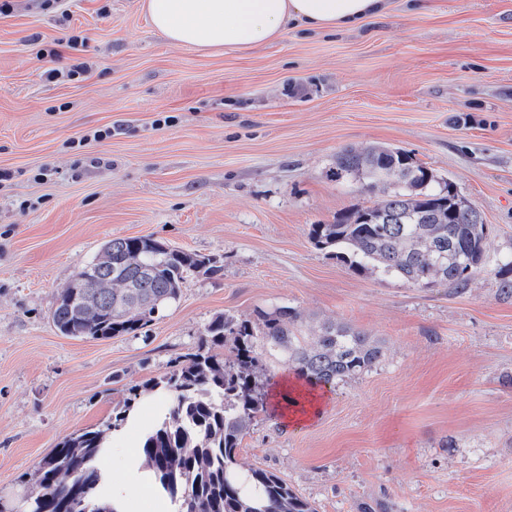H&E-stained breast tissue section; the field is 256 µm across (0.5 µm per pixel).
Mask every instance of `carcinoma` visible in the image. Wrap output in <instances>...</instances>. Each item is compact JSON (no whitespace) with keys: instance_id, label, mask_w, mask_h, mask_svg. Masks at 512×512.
<instances>
[{"instance_id":"cac0c4a2","label":"carcinoma","mask_w":512,"mask_h":512,"mask_svg":"<svg viewBox=\"0 0 512 512\" xmlns=\"http://www.w3.org/2000/svg\"><path fill=\"white\" fill-rule=\"evenodd\" d=\"M333 176L354 178L383 203L313 224L320 250L347 257L360 273L395 276L417 288L463 289L488 266L489 225L453 180L401 148L346 149ZM218 261L150 237L116 238L83 264L63 288L52 320L64 336L107 339L137 334L177 300L191 273L215 275ZM500 294L512 298V260L494 268ZM301 313L290 306L256 310L250 317L213 319L197 352L173 369L129 389L112 421L70 434L41 460L29 479L28 512H116L105 497L108 477L97 465L108 435L123 427L142 397L168 401L161 421L143 440L142 468L174 512H315L276 473L244 468L240 447L264 407L262 356L285 359L308 385L324 387L373 368L383 350L366 333L328 322L301 335ZM229 348V356L217 352Z\"/></svg>"}]
</instances>
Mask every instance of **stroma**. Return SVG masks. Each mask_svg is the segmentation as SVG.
Instances as JSON below:
<instances>
[{
  "label": "stroma",
  "mask_w": 512,
  "mask_h": 512,
  "mask_svg": "<svg viewBox=\"0 0 512 512\" xmlns=\"http://www.w3.org/2000/svg\"><path fill=\"white\" fill-rule=\"evenodd\" d=\"M67 7L92 66L79 82L43 75L41 51L66 34L53 11L0 14V499L195 352L215 317L287 305L303 335L344 324L384 356L323 387L306 424L266 403L244 465L317 512H512V299L493 271L459 293L415 288L309 238L384 199L336 180L337 153L387 145L452 179L492 228L490 261L512 259V0H386L353 27L291 24L228 54L170 45L142 0ZM135 236L223 269L188 276L144 333L61 335L58 292L104 242Z\"/></svg>",
  "instance_id": "stroma-1"
}]
</instances>
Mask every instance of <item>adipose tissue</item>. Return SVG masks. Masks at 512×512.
I'll return each mask as SVG.
<instances>
[{"label":"adipose tissue","mask_w":512,"mask_h":512,"mask_svg":"<svg viewBox=\"0 0 512 512\" xmlns=\"http://www.w3.org/2000/svg\"><path fill=\"white\" fill-rule=\"evenodd\" d=\"M385 0H144L149 20L166 41L202 51L240 52L279 38L289 22L316 30H339L380 13ZM118 504L135 501L139 512H170L146 476L129 465L112 488Z\"/></svg>","instance_id":"obj_1"}]
</instances>
